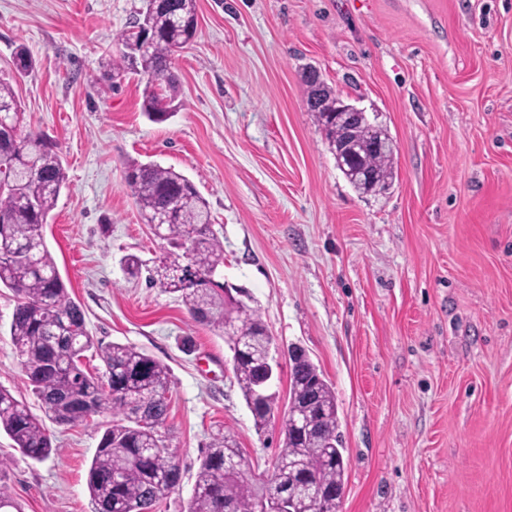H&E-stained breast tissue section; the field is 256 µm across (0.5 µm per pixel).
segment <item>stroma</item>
<instances>
[{"label": "stroma", "instance_id": "stroma-1", "mask_svg": "<svg viewBox=\"0 0 512 512\" xmlns=\"http://www.w3.org/2000/svg\"><path fill=\"white\" fill-rule=\"evenodd\" d=\"M142 5L0 0V80L66 169L44 238L88 330L170 370L161 432L182 478L158 512H187L217 429L252 475L270 468L293 343L335 393L340 512H512V0H197L160 123L143 112L144 80L102 78ZM308 64L394 138L388 191L359 193L337 169L305 103ZM135 161L194 182L224 244L216 280L247 292L281 350L264 430L226 337L122 269L167 248L126 186ZM14 306L1 287L0 386L39 416ZM111 422L45 421L43 462L1 432L0 489L21 512H91L87 472Z\"/></svg>", "mask_w": 512, "mask_h": 512}]
</instances>
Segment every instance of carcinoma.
<instances>
[{
    "instance_id": "carcinoma-1",
    "label": "carcinoma",
    "mask_w": 512,
    "mask_h": 512,
    "mask_svg": "<svg viewBox=\"0 0 512 512\" xmlns=\"http://www.w3.org/2000/svg\"><path fill=\"white\" fill-rule=\"evenodd\" d=\"M197 27L196 0L145 4L132 30L121 35L125 51L102 79L114 83L126 72L146 78L143 111L154 122L166 120L168 93L177 84L171 59L195 37ZM311 111L336 148L343 139L342 127L332 121L336 91L321 84L318 107ZM23 123L12 85L0 80V287L15 297L11 341L46 417L76 425L112 410V425L105 429L88 470L91 512H155L160 487L169 491L178 485L181 471L158 428L140 425L137 414L165 420L170 372L134 346L95 344L44 242V227L66 183V171L44 139L23 130ZM374 138L389 141L392 136L378 127L371 135H361L358 147L377 181L389 186L395 178V150H373ZM126 184L146 222L166 208L170 213L169 223L153 225L168 249L149 279L177 295L198 323L221 332L230 327L234 378L246 404H254V423L262 429L269 423L271 396L263 405L255 400L265 367V351L254 335L261 317L246 304L226 302L224 284L214 279L224 263V246L212 229L207 203L195 184L171 167L133 164ZM91 349L104 364L101 374L81 363ZM310 394L313 404L306 407L307 417L318 433L298 436L290 420H284L278 452L282 467L276 479L248 477L250 463L236 454L231 437L221 431L212 435L195 474L188 512H224L226 505L233 512H262L288 485V462L293 459L300 461L316 489L343 487L347 460L332 387L310 358L290 360L289 399L300 405ZM0 430L32 460L43 461L53 453L42 420L3 387Z\"/></svg>"
}]
</instances>
